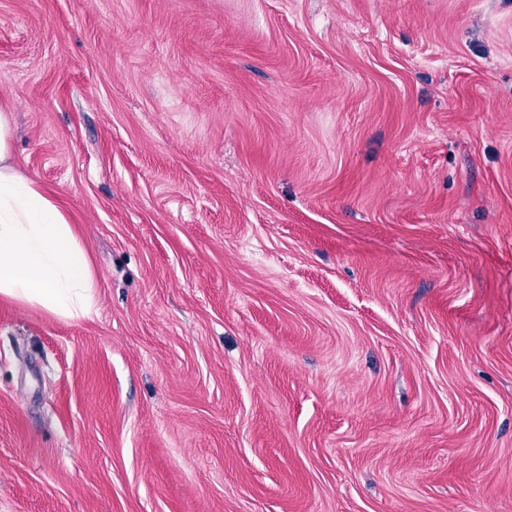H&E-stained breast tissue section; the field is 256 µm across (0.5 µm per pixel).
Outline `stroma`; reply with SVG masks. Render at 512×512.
Returning a JSON list of instances; mask_svg holds the SVG:
<instances>
[{
    "label": "stroma",
    "instance_id": "35a3bbf8",
    "mask_svg": "<svg viewBox=\"0 0 512 512\" xmlns=\"http://www.w3.org/2000/svg\"><path fill=\"white\" fill-rule=\"evenodd\" d=\"M0 105V512H512V0H0ZM12 112L0 106V297L86 317L96 275L67 213L13 162Z\"/></svg>",
    "mask_w": 512,
    "mask_h": 512
}]
</instances>
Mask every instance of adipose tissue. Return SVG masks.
<instances>
[{
  "label": "adipose tissue",
  "mask_w": 512,
  "mask_h": 512,
  "mask_svg": "<svg viewBox=\"0 0 512 512\" xmlns=\"http://www.w3.org/2000/svg\"><path fill=\"white\" fill-rule=\"evenodd\" d=\"M13 115L0 108V297L86 317L96 275L67 213L14 163Z\"/></svg>",
  "instance_id": "obj_1"
}]
</instances>
